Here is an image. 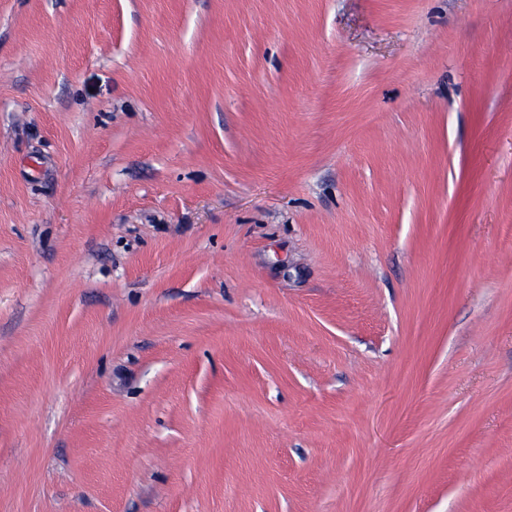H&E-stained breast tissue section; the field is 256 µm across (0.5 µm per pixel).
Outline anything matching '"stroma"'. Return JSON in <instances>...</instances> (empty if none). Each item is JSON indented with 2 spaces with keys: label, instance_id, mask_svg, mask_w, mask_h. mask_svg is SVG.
I'll return each mask as SVG.
<instances>
[{
  "label": "stroma",
  "instance_id": "stroma-1",
  "mask_svg": "<svg viewBox=\"0 0 512 512\" xmlns=\"http://www.w3.org/2000/svg\"><path fill=\"white\" fill-rule=\"evenodd\" d=\"M0 512H512V0H0Z\"/></svg>",
  "mask_w": 512,
  "mask_h": 512
}]
</instances>
